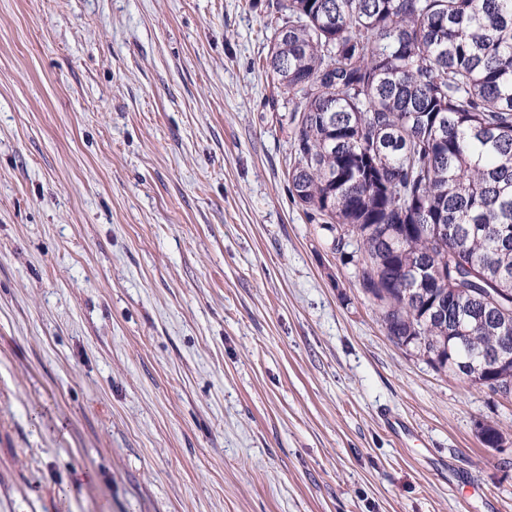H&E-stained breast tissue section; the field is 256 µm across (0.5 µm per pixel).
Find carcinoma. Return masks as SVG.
<instances>
[{
    "label": "carcinoma",
    "mask_w": 512,
    "mask_h": 512,
    "mask_svg": "<svg viewBox=\"0 0 512 512\" xmlns=\"http://www.w3.org/2000/svg\"><path fill=\"white\" fill-rule=\"evenodd\" d=\"M293 202L392 341L512 387V0H286ZM486 448L503 433L480 427Z\"/></svg>",
    "instance_id": "cac0c4a2"
}]
</instances>
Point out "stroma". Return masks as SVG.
Instances as JSON below:
<instances>
[{
  "mask_svg": "<svg viewBox=\"0 0 512 512\" xmlns=\"http://www.w3.org/2000/svg\"><path fill=\"white\" fill-rule=\"evenodd\" d=\"M281 4L0 0V512H512L290 196Z\"/></svg>",
  "mask_w": 512,
  "mask_h": 512,
  "instance_id": "stroma-1",
  "label": "stroma"
}]
</instances>
